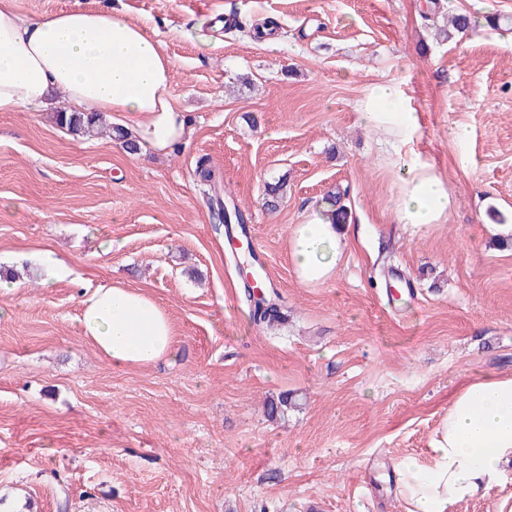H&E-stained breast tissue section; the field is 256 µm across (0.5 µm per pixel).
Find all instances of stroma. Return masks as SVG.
<instances>
[{
    "label": "stroma",
    "mask_w": 512,
    "mask_h": 512,
    "mask_svg": "<svg viewBox=\"0 0 512 512\" xmlns=\"http://www.w3.org/2000/svg\"><path fill=\"white\" fill-rule=\"evenodd\" d=\"M473 33L437 37L422 0H16L36 19L74 8L141 23L172 63L190 134L168 153L79 138L53 111L0 112V512H405L380 465L427 463L469 379L512 373V0H446ZM275 18L279 45L224 31ZM400 84L412 145L448 185L447 223L394 214L403 153L357 111ZM469 136L459 141L457 128ZM208 157L251 217L253 251L284 315L249 319L196 162ZM288 182L277 209L266 184ZM341 195L352 233L327 285L294 276L288 232ZM68 276L41 287L43 252ZM141 288L174 354L112 367L76 332L80 297ZM297 405L269 420L268 399Z\"/></svg>",
    "instance_id": "obj_1"
}]
</instances>
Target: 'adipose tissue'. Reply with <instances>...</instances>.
<instances>
[{
    "label": "adipose tissue",
    "mask_w": 512,
    "mask_h": 512,
    "mask_svg": "<svg viewBox=\"0 0 512 512\" xmlns=\"http://www.w3.org/2000/svg\"><path fill=\"white\" fill-rule=\"evenodd\" d=\"M170 84L171 62L159 43L125 16L72 9L31 20L13 0H0V112L47 109L60 92L73 111L116 115L139 146L165 152L189 134ZM360 116L402 146L412 144L420 128L418 113L395 84L370 87ZM453 209L434 168L418 164L401 171L399 223L422 230L445 223ZM288 243L298 282L317 288L335 277L349 236L316 213L291 226ZM80 308V338L114 367L146 365L174 352L169 315L139 288L100 286ZM511 469L512 374H486L455 394L432 438L429 464L398 463V492L408 512H452Z\"/></svg>",
    "instance_id": "adipose-tissue-1"
}]
</instances>
